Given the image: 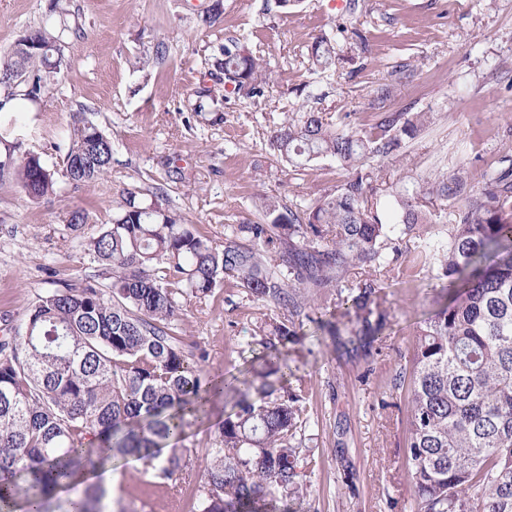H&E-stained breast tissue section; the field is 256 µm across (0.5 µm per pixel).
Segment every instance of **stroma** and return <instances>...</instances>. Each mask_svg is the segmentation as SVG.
Segmentation results:
<instances>
[{
	"label": "stroma",
	"mask_w": 512,
	"mask_h": 512,
	"mask_svg": "<svg viewBox=\"0 0 512 512\" xmlns=\"http://www.w3.org/2000/svg\"><path fill=\"white\" fill-rule=\"evenodd\" d=\"M220 4L217 24L202 26L200 12ZM74 32L62 49L67 62L41 100L0 112V133L21 139L47 165L64 153L73 113H86L112 139L104 179L78 187L60 183L56 195L29 201L0 186V338L55 281L88 272L77 239L64 226L84 210L85 235L111 223L124 190L166 184L169 201L186 222L216 244L228 224L263 219L265 197L281 205L308 204L335 191L343 178L335 162L320 159L302 174L277 161L269 138L288 113L304 104L351 125L368 124L373 91L390 85L389 112L427 113V127L386 166L390 185L413 187L435 174L467 166L480 176L512 153V0H301L288 9L277 0H61ZM52 0H0V55L25 30L42 25ZM323 31L336 35L343 58L336 74L309 72L308 47ZM243 38L267 62L272 81L264 97L224 94L222 74L208 59L227 38ZM168 50L152 63L156 44ZM406 64L413 77L398 80ZM218 112L212 124L196 107ZM181 171L171 182L168 168ZM439 269L417 268L403 283L382 285L378 301L387 326L370 355L336 350L317 320L336 321L333 295L310 309L287 343L288 384L306 394L300 466L304 488L290 512H419L406 450V391L400 372L410 368L414 330L442 297ZM179 336L206 352L209 375L246 377L271 312L232 285L198 300L181 298ZM229 406L216 399L208 418L186 430L189 480L152 490L154 477L139 462L114 458L95 478L110 512H194L205 495L201 470L214 425Z\"/></svg>",
	"instance_id": "1"
}]
</instances>
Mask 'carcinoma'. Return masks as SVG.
Segmentation results:
<instances>
[{"mask_svg":"<svg viewBox=\"0 0 512 512\" xmlns=\"http://www.w3.org/2000/svg\"><path fill=\"white\" fill-rule=\"evenodd\" d=\"M70 32L33 30L55 53L14 52L0 58V111L17 96L42 98L66 66ZM315 74L336 70V41L313 38ZM212 67L245 99L264 96L270 76L239 38H230ZM427 122L424 112H378L362 128H338L324 113L299 108L273 131L270 147L299 172L331 158L344 171L334 193L280 209L264 201L265 221L224 225L215 245L169 205L167 188L146 203L127 189L90 236L85 216L71 212L74 234L93 273L47 291L0 341V504L38 503L97 458L134 456L163 480L183 473L188 418L207 413L224 394V379L203 373L177 335L179 298L199 300L234 280L247 296L289 318L265 327L283 344L297 334L294 315L336 289L347 325L327 324L341 344L368 352L387 324L375 302L382 282L434 263L445 303L416 327L407 390V463L421 512H512V155L475 180L460 166L419 183V192L378 187L381 167L399 156ZM112 163V141L84 113L71 116L62 168L14 140L0 154V185L31 200L56 194L60 179L96 182ZM450 205L448 234L429 235L403 254L402 236L440 219L421 209L418 194ZM406 257V263L399 258ZM370 278L356 285L346 274ZM275 380L259 372L255 396L239 400L215 429L202 471L199 512H263L265 502L303 490L296 440L302 396L285 386L288 359ZM169 454L160 457L161 449ZM101 485L86 487L62 512H105Z\"/></svg>","mask_w":512,"mask_h":512,"instance_id":"1","label":"carcinoma"}]
</instances>
